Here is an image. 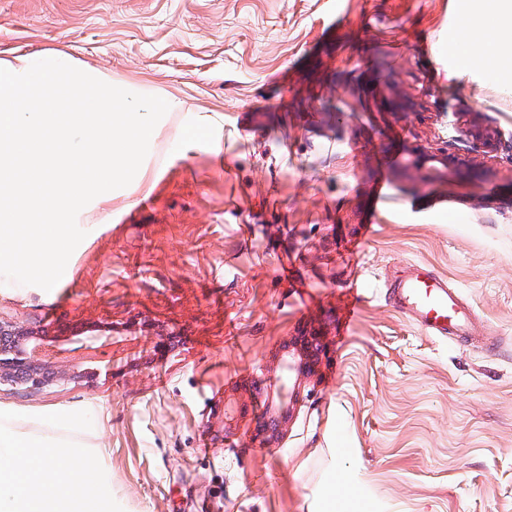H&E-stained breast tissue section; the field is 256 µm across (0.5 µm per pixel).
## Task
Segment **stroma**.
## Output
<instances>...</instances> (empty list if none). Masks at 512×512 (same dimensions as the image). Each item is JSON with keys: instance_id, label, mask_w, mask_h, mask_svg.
<instances>
[{"instance_id": "1", "label": "stroma", "mask_w": 512, "mask_h": 512, "mask_svg": "<svg viewBox=\"0 0 512 512\" xmlns=\"http://www.w3.org/2000/svg\"><path fill=\"white\" fill-rule=\"evenodd\" d=\"M493 0H0V58L60 51L220 122L158 139L151 189L109 202L53 292L0 293L55 385L101 512H321L337 458L349 512H512V73L449 83L445 36ZM412 100L414 111H400ZM478 116L485 155L459 140ZM468 156L444 173L412 149ZM411 262L448 278L481 340L439 339L393 295ZM357 317L347 318L353 303ZM91 331L74 348L59 325ZM318 333L288 398L280 356ZM460 137L471 141L474 146L481 149L483 153L492 154L497 151L498 139L496 132L483 125L477 119H472L458 129ZM340 473H343L344 476H339ZM323 487L328 500H336V491L341 498L352 496L354 493V487L348 472L346 470L336 471V458L334 457L331 458L323 481Z\"/></svg>"}]
</instances>
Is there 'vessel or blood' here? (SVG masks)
Returning a JSON list of instances; mask_svg holds the SVG:
<instances>
[{
	"instance_id": "obj_1",
	"label": "vessel or blood",
	"mask_w": 512,
	"mask_h": 512,
	"mask_svg": "<svg viewBox=\"0 0 512 512\" xmlns=\"http://www.w3.org/2000/svg\"><path fill=\"white\" fill-rule=\"evenodd\" d=\"M398 309L430 335L472 337L476 316L447 278L424 264H409L394 288Z\"/></svg>"
}]
</instances>
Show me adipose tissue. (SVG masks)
<instances>
[{
    "label": "adipose tissue",
    "mask_w": 512,
    "mask_h": 512,
    "mask_svg": "<svg viewBox=\"0 0 512 512\" xmlns=\"http://www.w3.org/2000/svg\"><path fill=\"white\" fill-rule=\"evenodd\" d=\"M499 9L470 14L448 30V45L456 57L454 77L499 71L512 60V0ZM59 413L33 418L0 408V512H87L84 491L98 478L90 459L70 458L67 470L56 462V443L39 441L36 430L63 426Z\"/></svg>",
    "instance_id": "adipose-tissue-1"
}]
</instances>
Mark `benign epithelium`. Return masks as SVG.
<instances>
[{
    "label": "benign epithelium",
    "mask_w": 512,
    "mask_h": 512,
    "mask_svg": "<svg viewBox=\"0 0 512 512\" xmlns=\"http://www.w3.org/2000/svg\"><path fill=\"white\" fill-rule=\"evenodd\" d=\"M460 137L470 141L485 154L497 151L496 132L476 119L458 129ZM428 157L444 169L468 164L469 159L443 150L433 151ZM42 342L31 332L13 325L0 323V385L15 390H43L54 384V375L38 363Z\"/></svg>",
    "instance_id": "obj_1"
}]
</instances>
